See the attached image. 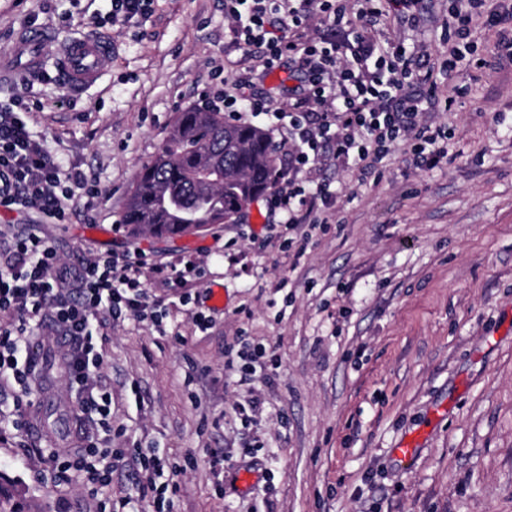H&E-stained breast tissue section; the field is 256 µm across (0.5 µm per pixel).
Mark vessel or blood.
Wrapping results in <instances>:
<instances>
[{"mask_svg":"<svg viewBox=\"0 0 512 512\" xmlns=\"http://www.w3.org/2000/svg\"><path fill=\"white\" fill-rule=\"evenodd\" d=\"M13 55L10 62L0 58V80L24 82L50 65L67 88L79 91L100 80L112 45L97 37L64 39L56 30L41 28L21 33Z\"/></svg>","mask_w":512,"mask_h":512,"instance_id":"b4317fda","label":"vessel or blood"}]
</instances>
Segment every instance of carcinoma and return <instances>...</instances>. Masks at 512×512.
I'll return each instance as SVG.
<instances>
[{
  "instance_id": "carcinoma-1",
  "label": "carcinoma",
  "mask_w": 512,
  "mask_h": 512,
  "mask_svg": "<svg viewBox=\"0 0 512 512\" xmlns=\"http://www.w3.org/2000/svg\"><path fill=\"white\" fill-rule=\"evenodd\" d=\"M279 153V143L259 127L210 109L179 112L161 152L131 188L121 223L157 239L232 223L270 189ZM0 512H23L1 485Z\"/></svg>"
}]
</instances>
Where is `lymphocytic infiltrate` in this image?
Here are the masks:
<instances>
[{"label":"lymphocytic infiltrate","instance_id":"obj_1","mask_svg":"<svg viewBox=\"0 0 512 512\" xmlns=\"http://www.w3.org/2000/svg\"><path fill=\"white\" fill-rule=\"evenodd\" d=\"M485 0H454L442 24L448 52L430 61L423 46L407 45L405 32L418 31L422 0H224L236 47L257 54L264 71L291 61L300 78L289 87L288 109L247 93V73L235 79L237 93L204 92L202 102L233 119L265 115L279 122L288 164L270 188L273 210L286 229L328 223L336 198L329 185H309L303 172L332 155L357 182H365L392 145H409L406 163L420 169L448 152L451 132L423 116L438 100L433 73L456 76L486 68L473 32L477 21L497 27L512 23V10L485 13ZM100 194L96 182L64 167L28 126L24 113L0 105V207L32 208L65 223L76 202ZM139 250L94 254L76 264L29 232L13 237L0 257V379L26 387L33 370L36 337L56 341L62 370L81 409L101 423L112 419V394L94 379L103 362L94 337L128 317L161 328L157 304L140 280ZM63 470L83 473L88 484L109 482L106 457L95 432L84 431L75 448L53 452Z\"/></svg>","mask_w":512,"mask_h":512}]
</instances>
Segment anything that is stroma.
<instances>
[{"mask_svg":"<svg viewBox=\"0 0 512 512\" xmlns=\"http://www.w3.org/2000/svg\"><path fill=\"white\" fill-rule=\"evenodd\" d=\"M110 10V0H0V56L42 26L112 44L84 90L51 69L0 84V103L23 98L48 150L101 190L66 223L6 211L0 230L38 226L66 262L131 246L151 263L196 261L204 275L185 306L142 268L165 333L130 318L96 340L111 445L127 451L111 482L60 478L49 450L61 433L32 431L46 401L74 409L61 374L22 406L0 384V424L21 422L0 442V482L26 512H96L98 499L154 512L133 455L153 448L177 465L172 512H512V54L497 29L475 30L497 70L433 75L439 97H457L429 116L453 133L434 167H407L401 144L361 186L323 161L312 178L336 188V213L306 238L269 231L265 196L234 223L159 240L120 224L128 193L216 70L247 63L224 0H154L148 19L125 24ZM200 313L211 329H198ZM239 337L265 349L262 371L244 375L228 352ZM410 442L416 455L399 468L394 451Z\"/></svg>","mask_w":512,"mask_h":512,"instance_id":"stroma-1","label":"stroma"}]
</instances>
